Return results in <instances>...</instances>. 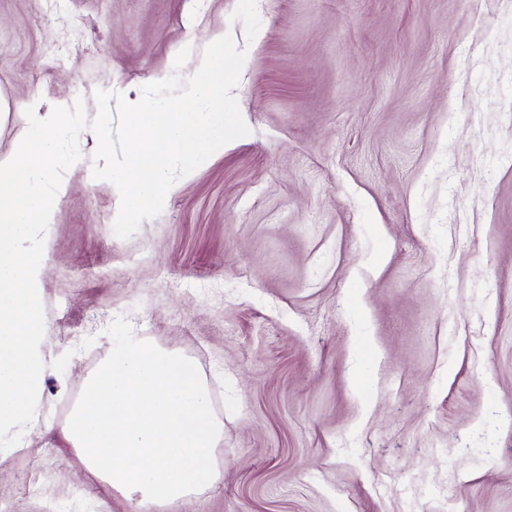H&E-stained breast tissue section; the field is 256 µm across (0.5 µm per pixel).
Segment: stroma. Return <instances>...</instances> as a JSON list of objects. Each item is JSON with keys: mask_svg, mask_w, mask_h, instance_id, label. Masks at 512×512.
<instances>
[{"mask_svg": "<svg viewBox=\"0 0 512 512\" xmlns=\"http://www.w3.org/2000/svg\"><path fill=\"white\" fill-rule=\"evenodd\" d=\"M227 34L250 133L131 238L79 135L44 249L49 424L0 504L512 512V0H0V160L29 99L92 117ZM119 317L195 360L224 426L187 500L131 501L68 437Z\"/></svg>", "mask_w": 512, "mask_h": 512, "instance_id": "stroma-1", "label": "stroma"}]
</instances>
